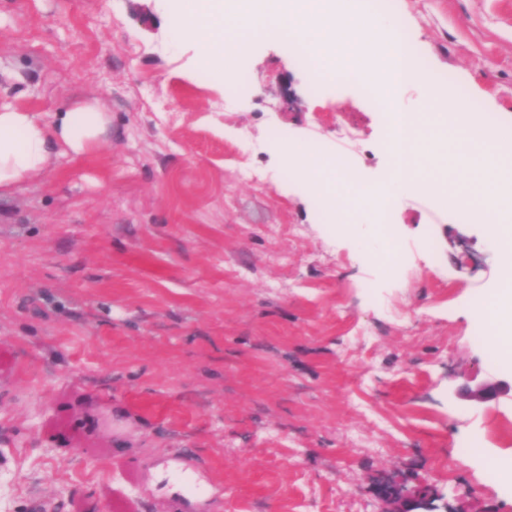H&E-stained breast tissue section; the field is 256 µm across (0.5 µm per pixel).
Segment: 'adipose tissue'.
<instances>
[{
	"instance_id": "1",
	"label": "adipose tissue",
	"mask_w": 512,
	"mask_h": 512,
	"mask_svg": "<svg viewBox=\"0 0 512 512\" xmlns=\"http://www.w3.org/2000/svg\"><path fill=\"white\" fill-rule=\"evenodd\" d=\"M110 118L97 100L83 98L47 123L20 105L0 101V196L41 176L61 156L98 150Z\"/></svg>"
}]
</instances>
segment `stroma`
Returning <instances> with one entry per match:
<instances>
[{
    "instance_id": "35a3bbf8",
    "label": "stroma",
    "mask_w": 512,
    "mask_h": 512,
    "mask_svg": "<svg viewBox=\"0 0 512 512\" xmlns=\"http://www.w3.org/2000/svg\"><path fill=\"white\" fill-rule=\"evenodd\" d=\"M430 74L512 140V0H386ZM162 0H0V97L44 121L96 98L111 131L0 198V512H512V375L471 308L504 253L480 213L408 193L337 231L270 141L386 179L385 114L312 92L284 39H252L245 92L193 72ZM354 137L340 138L337 127ZM512 397V380L510 383L505 381H496L494 383L477 385L475 387L466 386L462 391V396L470 401L482 403L500 395Z\"/></svg>"
}]
</instances>
